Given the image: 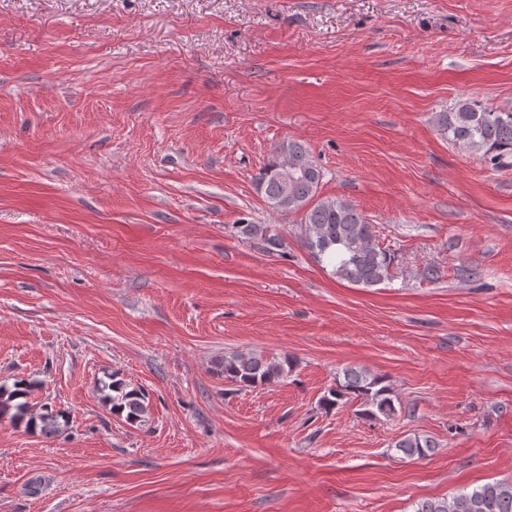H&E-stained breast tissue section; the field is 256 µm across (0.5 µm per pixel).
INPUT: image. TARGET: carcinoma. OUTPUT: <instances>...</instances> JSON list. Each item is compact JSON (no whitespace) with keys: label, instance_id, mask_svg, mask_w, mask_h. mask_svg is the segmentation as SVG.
I'll use <instances>...</instances> for the list:
<instances>
[{"label":"carcinoma","instance_id":"carcinoma-1","mask_svg":"<svg viewBox=\"0 0 512 512\" xmlns=\"http://www.w3.org/2000/svg\"><path fill=\"white\" fill-rule=\"evenodd\" d=\"M438 130L454 144L479 155L492 169L512 165V108H499L477 100L465 99L452 112L435 116ZM321 168L308 148L297 141L276 147L267 163L254 178L258 192L277 214L299 216V236L313 258L329 264L333 274L362 288H372L390 278L395 252L379 244L376 225L353 204L323 198L319 190ZM237 236L267 254H283L286 239L269 224H236ZM295 369L288 355L264 357L253 352L224 354L218 372L224 380L242 390L277 383ZM39 384L26 378L14 380L12 386L0 385V418L22 426L45 438L64 434L69 415L50 403L34 411L28 398ZM98 389L112 414L125 418L131 425H142L150 412L148 392L132 387L117 375L99 382ZM347 400L358 402L357 414L366 421L390 419L398 414L397 397L386 378L365 371L346 369L336 386L320 399L331 410ZM396 451L417 459L429 456L436 442L427 437L407 435L393 443ZM414 512H512V484L492 483L462 490L449 500L423 501Z\"/></svg>","mask_w":512,"mask_h":512}]
</instances>
